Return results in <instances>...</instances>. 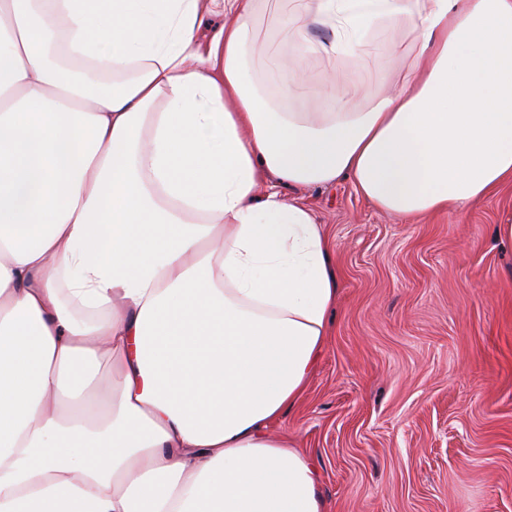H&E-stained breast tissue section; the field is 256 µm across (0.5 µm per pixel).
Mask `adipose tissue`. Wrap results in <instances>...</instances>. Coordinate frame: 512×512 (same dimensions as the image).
Instances as JSON below:
<instances>
[{"instance_id":"obj_1","label":"adipose tissue","mask_w":512,"mask_h":512,"mask_svg":"<svg viewBox=\"0 0 512 512\" xmlns=\"http://www.w3.org/2000/svg\"><path fill=\"white\" fill-rule=\"evenodd\" d=\"M294 2L0 0V512H327L265 432L337 297L279 186L348 177L413 219L512 181V0ZM262 18L303 111L252 91ZM375 25L400 66L372 91ZM307 55L337 62L323 93Z\"/></svg>"}]
</instances>
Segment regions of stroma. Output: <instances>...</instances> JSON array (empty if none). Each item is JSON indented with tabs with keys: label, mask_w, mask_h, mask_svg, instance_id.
Here are the masks:
<instances>
[{
	"label": "stroma",
	"mask_w": 512,
	"mask_h": 512,
	"mask_svg": "<svg viewBox=\"0 0 512 512\" xmlns=\"http://www.w3.org/2000/svg\"><path fill=\"white\" fill-rule=\"evenodd\" d=\"M257 87L287 80L265 54ZM329 241L338 295L303 394L268 432L321 471L328 512H512V184L401 221L348 179L281 186Z\"/></svg>",
	"instance_id": "stroma-1"
}]
</instances>
